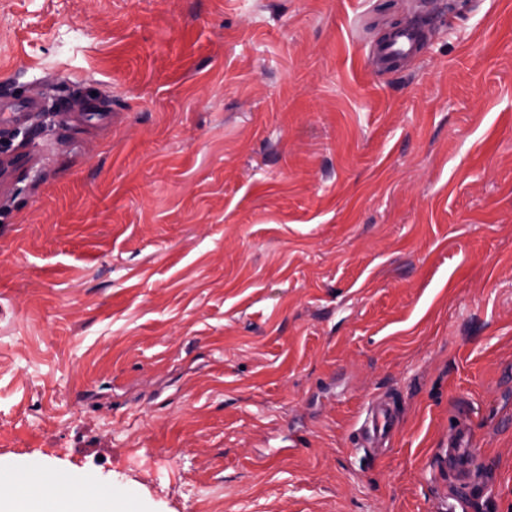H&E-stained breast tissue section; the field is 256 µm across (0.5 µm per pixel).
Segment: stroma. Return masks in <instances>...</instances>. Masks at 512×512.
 Wrapping results in <instances>:
<instances>
[{"label":"stroma","mask_w":512,"mask_h":512,"mask_svg":"<svg viewBox=\"0 0 512 512\" xmlns=\"http://www.w3.org/2000/svg\"><path fill=\"white\" fill-rule=\"evenodd\" d=\"M0 90L68 105L0 130V474L449 512L464 424L466 512H512V0H0ZM424 49L421 35L415 30L393 31L377 43L374 56L382 69L397 68L396 64L403 59L413 56ZM394 411L390 401L384 396H377L368 405L360 428V444L357 449L367 451L375 448L390 431ZM478 449L474 447L470 433L464 426L458 427L448 437L444 461L448 470L455 476L454 495L458 499H464L462 491L469 488L477 479L478 473L474 472L472 465Z\"/></svg>","instance_id":"stroma-1"}]
</instances>
